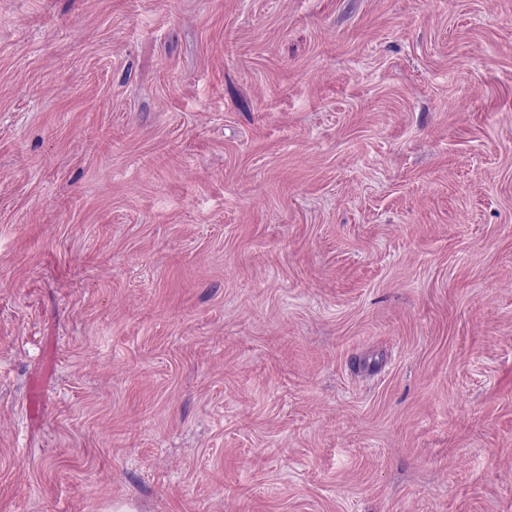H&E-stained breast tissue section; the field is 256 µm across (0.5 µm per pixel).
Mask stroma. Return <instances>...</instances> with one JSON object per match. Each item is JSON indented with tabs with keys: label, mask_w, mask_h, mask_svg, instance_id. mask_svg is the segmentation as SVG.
<instances>
[{
	"label": "stroma",
	"mask_w": 512,
	"mask_h": 512,
	"mask_svg": "<svg viewBox=\"0 0 512 512\" xmlns=\"http://www.w3.org/2000/svg\"><path fill=\"white\" fill-rule=\"evenodd\" d=\"M512 512V0H0V512Z\"/></svg>",
	"instance_id": "stroma-1"
}]
</instances>
